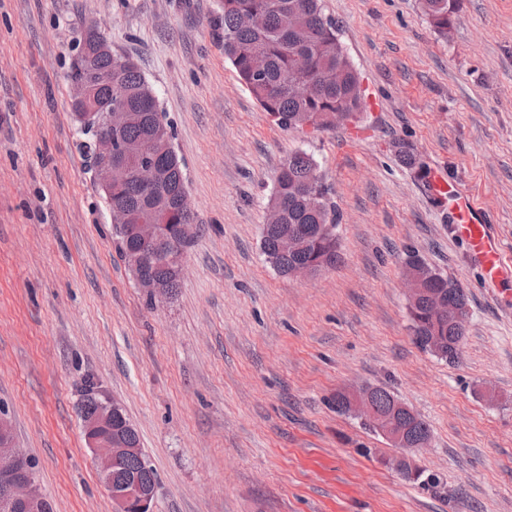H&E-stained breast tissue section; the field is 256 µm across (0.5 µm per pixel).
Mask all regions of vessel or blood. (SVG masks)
I'll use <instances>...</instances> for the list:
<instances>
[{
  "label": "vessel or blood",
  "instance_id": "vessel-or-blood-1",
  "mask_svg": "<svg viewBox=\"0 0 512 512\" xmlns=\"http://www.w3.org/2000/svg\"><path fill=\"white\" fill-rule=\"evenodd\" d=\"M430 193L448 202V220L453 234L468 245V258L479 266L489 286L512 283V257L504 255L489 224L459 183L436 171L428 182Z\"/></svg>",
  "mask_w": 512,
  "mask_h": 512
}]
</instances>
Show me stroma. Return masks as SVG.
<instances>
[{
  "label": "stroma",
  "instance_id": "1",
  "mask_svg": "<svg viewBox=\"0 0 512 512\" xmlns=\"http://www.w3.org/2000/svg\"><path fill=\"white\" fill-rule=\"evenodd\" d=\"M322 6L365 104L317 131L252 98L220 0H0V415L53 512H112L77 413L88 377L140 435L153 512H512V286L485 287L427 186L445 170L512 255V0H456L445 36L420 0ZM92 26L138 63L184 164L198 231L170 298L134 281L80 149L66 74ZM297 150L331 189L340 258L289 277L260 240ZM411 251L467 293L459 362L413 341ZM361 386L429 424L416 461L437 489L337 412Z\"/></svg>",
  "mask_w": 512,
  "mask_h": 512
}]
</instances>
